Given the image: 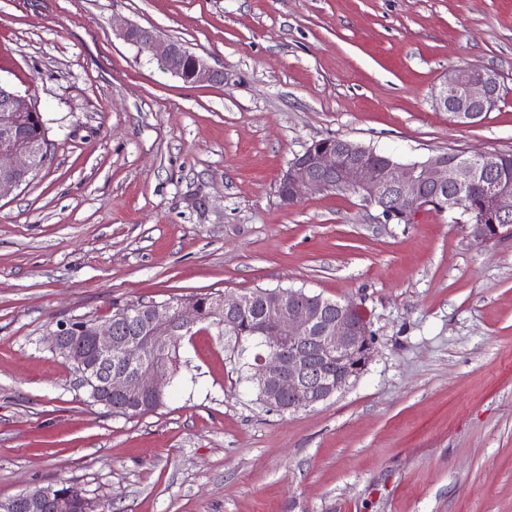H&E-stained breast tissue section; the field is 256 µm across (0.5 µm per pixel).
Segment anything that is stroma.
Listing matches in <instances>:
<instances>
[{"label":"stroma","instance_id":"1","mask_svg":"<svg viewBox=\"0 0 512 512\" xmlns=\"http://www.w3.org/2000/svg\"><path fill=\"white\" fill-rule=\"evenodd\" d=\"M128 23L223 83L161 69ZM465 66L503 87L472 124L434 104ZM0 82L49 142L0 193L1 500L73 483L112 512H512V238L278 192L329 137L402 163L512 153V0H0ZM275 288L355 303L375 337L359 377L293 414L258 401L213 327L181 342L165 406L134 416L51 349L64 319ZM124 40L138 46L141 52L158 61L165 69L181 77V70L170 62L175 56L189 57L194 61L195 84L214 83L224 79V73L200 56L190 53L182 44L163 39L152 30L137 25H127L119 34Z\"/></svg>","mask_w":512,"mask_h":512}]
</instances>
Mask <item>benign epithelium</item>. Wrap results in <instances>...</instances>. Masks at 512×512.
Here are the masks:
<instances>
[{"instance_id": "obj_1", "label": "benign epithelium", "mask_w": 512, "mask_h": 512, "mask_svg": "<svg viewBox=\"0 0 512 512\" xmlns=\"http://www.w3.org/2000/svg\"><path fill=\"white\" fill-rule=\"evenodd\" d=\"M120 36L179 76L171 65L175 56L194 61L197 84L224 79V73L182 44L163 39L153 31L128 25ZM501 94L498 75L476 67L449 72L434 95L435 106L449 113H468L475 120L493 111ZM28 96L0 84L1 112H35ZM498 155L490 152L436 154L425 161L400 163L378 155L350 140L339 138L334 144H312L295 158L280 178V197L292 205L304 193L351 191L381 210L385 221L410 224L425 206L445 212L450 186H472L477 175L484 177L498 169ZM38 169V148L26 141L16 125L0 122V192L25 184ZM493 210L500 223L489 231L484 224L467 225L468 234L480 243L512 236V191L490 188ZM292 301L281 304L279 293L266 306L259 334V348L247 363L248 380L263 393L266 402L284 412L309 409L332 398L367 367L373 350L369 327L353 319V305L338 302L326 309L322 297L304 290H290ZM245 298L219 295L210 309L212 325L232 333L234 317L242 310ZM130 307L105 322L61 321L52 332V350L70 363L83 386L91 389L95 403L107 408L118 399L129 402L146 394L166 395L165 388L177 371L167 353L176 344L174 334L190 335L200 322L192 306L176 307L168 301L154 302L148 320L158 335L150 338L146 350L148 365L112 363V351L132 338L119 335L131 319ZM65 497L51 489L33 488L18 497L0 501V512H44L48 504L60 512Z\"/></svg>"}]
</instances>
